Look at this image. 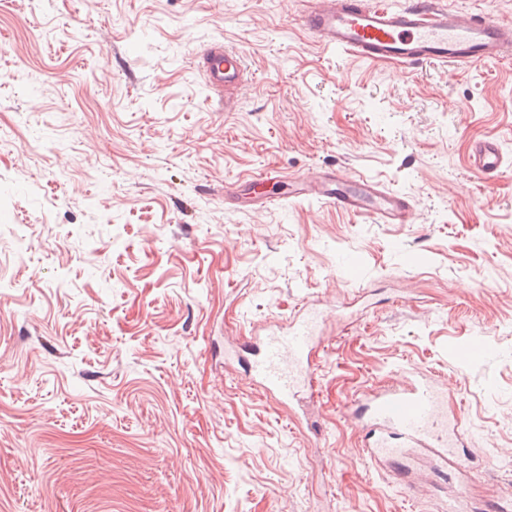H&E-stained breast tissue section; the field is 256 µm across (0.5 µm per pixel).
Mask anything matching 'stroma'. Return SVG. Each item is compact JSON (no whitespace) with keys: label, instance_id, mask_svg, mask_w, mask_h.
Segmentation results:
<instances>
[{"label":"stroma","instance_id":"1","mask_svg":"<svg viewBox=\"0 0 512 512\" xmlns=\"http://www.w3.org/2000/svg\"><path fill=\"white\" fill-rule=\"evenodd\" d=\"M308 6L0 0V512H439L430 469L410 491L360 464L348 412L417 367L464 400L473 496L512 493V59L365 61ZM215 42L248 69L229 110L198 67ZM329 166L412 223L257 210L243 183ZM314 300L305 405L225 363ZM470 165L486 177H494L506 164L499 142L495 138L476 140L470 149Z\"/></svg>","mask_w":512,"mask_h":512}]
</instances>
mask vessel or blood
<instances>
[{
	"mask_svg": "<svg viewBox=\"0 0 512 512\" xmlns=\"http://www.w3.org/2000/svg\"><path fill=\"white\" fill-rule=\"evenodd\" d=\"M302 23L323 46L373 62L463 66L512 58L511 20L462 16L435 0H416L400 10L385 0H313ZM201 59L205 81L216 94L237 87L245 77L243 56L223 45H209ZM469 162L490 178L506 159L498 140L484 137L472 144ZM311 199L378 224L410 223L414 209L404 195L361 176L339 177L332 169L286 193L261 197L257 204L267 208ZM319 316V308L305 306L287 332L265 336L254 372L272 392L295 396L312 373ZM357 412L366 430V461L387 463L399 472L414 458L448 465L456 459L466 433L460 407L449 406L447 390L419 370L406 383L362 400Z\"/></svg>",
	"mask_w": 512,
	"mask_h": 512,
	"instance_id": "1",
	"label": "vessel or blood"
}]
</instances>
